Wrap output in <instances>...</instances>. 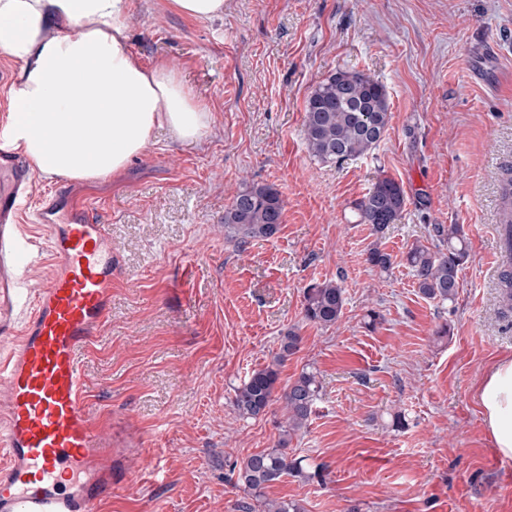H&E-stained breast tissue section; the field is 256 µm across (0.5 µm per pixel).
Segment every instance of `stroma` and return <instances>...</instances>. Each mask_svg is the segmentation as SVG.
<instances>
[{
  "mask_svg": "<svg viewBox=\"0 0 512 512\" xmlns=\"http://www.w3.org/2000/svg\"><path fill=\"white\" fill-rule=\"evenodd\" d=\"M131 50L164 61L212 114L195 144L167 129L125 170L71 181L112 238V299L79 361L92 422L112 450L101 512H263L238 469L277 445L283 398L245 419L234 389L298 348L278 389L303 370L316 412L288 448L322 476H285L265 499L303 512H512V460L494 450L478 389L512 355L491 266L499 185L512 167V0H225L185 17L134 0ZM387 89L391 119L369 154L322 162L304 109L336 70ZM380 177L406 207L383 233L354 204ZM283 201L269 238L241 244L224 224L240 190ZM435 224H459L470 260L454 301L420 294L405 257ZM392 257L389 271L368 256ZM342 286L336 325L305 320L313 282ZM264 499V500H265Z\"/></svg>",
  "mask_w": 512,
  "mask_h": 512,
  "instance_id": "35a3bbf8",
  "label": "stroma"
}]
</instances>
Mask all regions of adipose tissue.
<instances>
[{
  "mask_svg": "<svg viewBox=\"0 0 512 512\" xmlns=\"http://www.w3.org/2000/svg\"><path fill=\"white\" fill-rule=\"evenodd\" d=\"M132 0H0V50L20 61L5 128L47 177L94 181L123 170L167 127L199 140L211 114L165 63L145 67L127 44ZM495 450L512 459V358L479 389Z\"/></svg>",
  "mask_w": 512,
  "mask_h": 512,
  "instance_id": "ef3b65f1",
  "label": "adipose tissue"
}]
</instances>
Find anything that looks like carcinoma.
<instances>
[{
  "label": "carcinoma",
  "mask_w": 512,
  "mask_h": 512,
  "mask_svg": "<svg viewBox=\"0 0 512 512\" xmlns=\"http://www.w3.org/2000/svg\"><path fill=\"white\" fill-rule=\"evenodd\" d=\"M391 119L390 102L384 85L362 71L338 70L310 93L305 107L304 138L317 159L344 161L359 158L374 149L383 138ZM406 205L403 187L392 178L377 179L355 204L357 223L368 224L375 233L395 223ZM283 201L277 191L253 186L238 192L224 211V223L233 228L238 243L269 238L282 224ZM432 246L416 245L406 261L419 292L440 303L451 302L460 288L459 273L468 261L463 227L434 224ZM304 318L321 326L335 325L343 314V288L332 281L313 283L303 293ZM299 337H283L281 352L267 366L254 370L235 388L234 406L243 418L264 413L276 398L278 366L297 349ZM319 396V384L312 372H302L288 385L284 398L288 408L287 436L277 447L249 456L241 465L238 481L244 489L263 496L267 485L284 476L312 479L302 460L288 456L292 435L308 425Z\"/></svg>",
  "instance_id": "carcinoma-1"
}]
</instances>
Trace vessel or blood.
<instances>
[{
	"mask_svg": "<svg viewBox=\"0 0 512 512\" xmlns=\"http://www.w3.org/2000/svg\"><path fill=\"white\" fill-rule=\"evenodd\" d=\"M29 181L21 157L0 138V512H96L112 495V452L85 402L77 353L104 322L112 294V239L94 205L66 188L33 212L55 268L29 284L33 308L8 320L12 275L31 258L16 231ZM493 266L512 272V226L497 227Z\"/></svg>",
	"mask_w": 512,
	"mask_h": 512,
	"instance_id": "b4317fda",
	"label": "vessel or blood"
}]
</instances>
